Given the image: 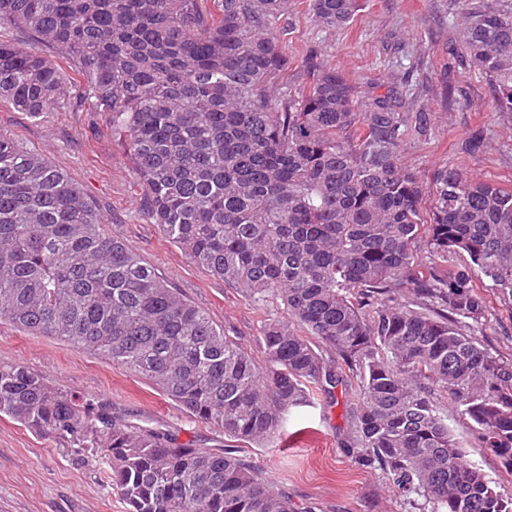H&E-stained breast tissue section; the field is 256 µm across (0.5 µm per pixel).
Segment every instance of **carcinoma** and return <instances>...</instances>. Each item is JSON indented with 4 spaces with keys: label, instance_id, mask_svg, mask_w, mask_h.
Segmentation results:
<instances>
[{
    "label": "carcinoma",
    "instance_id": "carcinoma-1",
    "mask_svg": "<svg viewBox=\"0 0 512 512\" xmlns=\"http://www.w3.org/2000/svg\"><path fill=\"white\" fill-rule=\"evenodd\" d=\"M201 2L0 0V29L72 60L89 111L107 113L128 151L148 218L180 250L251 298L283 301L289 322L261 336L265 368L106 234L64 171L3 134L0 317L138 374L236 443L271 440L288 411L351 378L357 465L428 512H512L433 400L443 393L512 468V362L469 332L486 312L475 280L512 298V190L444 165L425 213L400 156L429 113L410 129L398 91L361 97L312 60L283 95L293 0ZM359 3L307 0L306 14L344 28ZM460 42L497 111L512 112V0H465ZM65 96L51 57L0 38V101L38 118ZM0 416L102 455L127 512H290L234 452L178 445L20 363L0 364Z\"/></svg>",
    "mask_w": 512,
    "mask_h": 512
}]
</instances>
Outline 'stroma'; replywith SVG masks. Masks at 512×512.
<instances>
[{
	"instance_id": "obj_1",
	"label": "stroma",
	"mask_w": 512,
	"mask_h": 512,
	"mask_svg": "<svg viewBox=\"0 0 512 512\" xmlns=\"http://www.w3.org/2000/svg\"><path fill=\"white\" fill-rule=\"evenodd\" d=\"M464 0H365L352 23L328 30L301 22L285 38L288 82L304 78L306 50L341 71L363 93L402 91L414 109L430 114L427 136L407 135L401 155L424 183L448 164L469 176L512 187V114L496 111L488 82L461 57L458 27ZM0 133L62 169L97 204L105 231L120 236L140 258L225 334L263 361L265 327L284 322L279 299L254 301L185 255L153 224L133 186L125 148L102 112L68 101L32 119L0 102ZM483 146L463 148L472 134ZM486 319L475 328L485 346L512 359V301L486 290ZM20 362L66 393L105 401L140 425L168 431L181 444L212 451L228 444L222 432L186 414L148 380L58 340L36 336L0 319V363ZM355 386L315 394L301 414H288L290 434L239 450L238 456L285 494L292 512H423V502L400 498L380 471L358 467L350 409ZM451 425L468 457L501 492L512 494V469L479 447L468 423ZM105 465L72 444L0 417V512H127L104 477Z\"/></svg>"
}]
</instances>
